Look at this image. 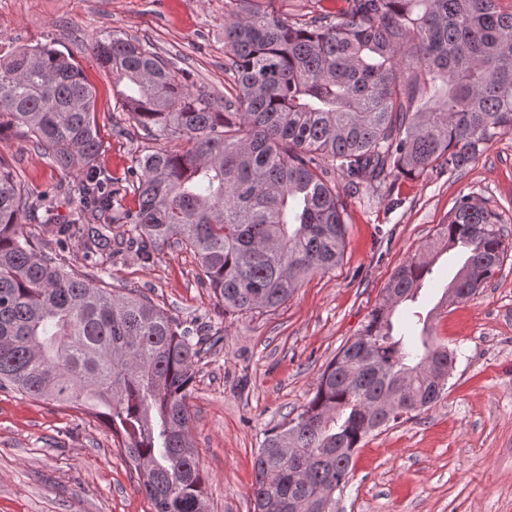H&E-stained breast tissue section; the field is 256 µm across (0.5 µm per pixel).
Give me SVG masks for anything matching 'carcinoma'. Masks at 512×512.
Masks as SVG:
<instances>
[{
  "mask_svg": "<svg viewBox=\"0 0 512 512\" xmlns=\"http://www.w3.org/2000/svg\"><path fill=\"white\" fill-rule=\"evenodd\" d=\"M303 21L246 0L224 21L233 100L187 83L148 43L115 34L91 51L120 87L133 126L158 142L135 160L131 242L195 252L224 314L268 311L343 255L346 202L330 174L393 193L401 176L465 169L512 134V9L500 0H345ZM434 91L435 100L421 104ZM23 128L53 166L86 167L55 245L113 253L112 182L98 173L94 94L49 47L0 59V132ZM183 139L172 151L165 142ZM26 189L0 162V389L103 418L155 512H206L186 399L203 343L143 295L120 294L57 262L24 230ZM509 243L498 214L462 197L432 241L392 274L383 300L322 371L296 417L254 458V512H334L361 442L436 403L454 352L436 341L421 292L437 257L461 265L435 305L473 299Z\"/></svg>",
  "mask_w": 512,
  "mask_h": 512,
  "instance_id": "obj_1",
  "label": "carcinoma"
}]
</instances>
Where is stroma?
Instances as JSON below:
<instances>
[{"label": "stroma", "instance_id": "1", "mask_svg": "<svg viewBox=\"0 0 512 512\" xmlns=\"http://www.w3.org/2000/svg\"><path fill=\"white\" fill-rule=\"evenodd\" d=\"M239 0H0V57L37 45L70 58L94 90L103 142L97 164L116 190L113 237L137 207L132 170L152 141L126 134L128 117L112 75L90 51L106 33L136 36L178 57L189 81L233 99L224 72V20ZM0 160L31 191L76 185L82 165L55 169L22 130L0 132ZM345 198L346 236L335 270L309 276L263 313L228 315L204 283L194 254L165 246L142 262L118 256L62 263L91 281L142 294L200 333L224 334L202 354L187 399L189 430L205 478L207 512H253V462L265 433L288 423L318 378L355 336L397 267L473 195L512 233V134L499 137L458 173L399 178L392 196L371 187ZM434 334L456 354L440 400L416 418L371 433L336 495V512H512V250L483 292L434 316ZM0 512H155L118 438L91 410L0 389Z\"/></svg>", "mask_w": 512, "mask_h": 512}]
</instances>
